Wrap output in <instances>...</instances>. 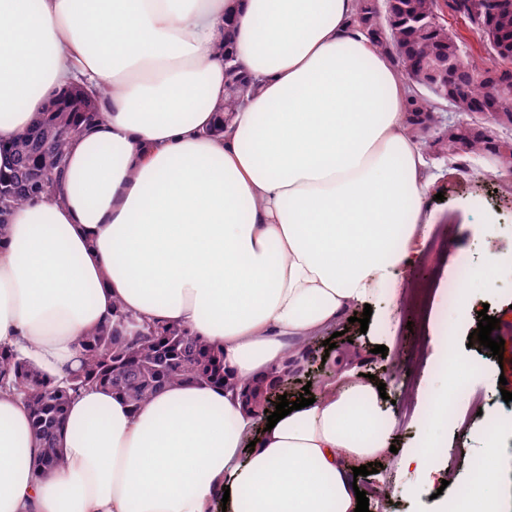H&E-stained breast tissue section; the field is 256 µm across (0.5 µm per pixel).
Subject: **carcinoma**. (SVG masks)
<instances>
[{
  "label": "carcinoma",
  "mask_w": 512,
  "mask_h": 512,
  "mask_svg": "<svg viewBox=\"0 0 512 512\" xmlns=\"http://www.w3.org/2000/svg\"><path fill=\"white\" fill-rule=\"evenodd\" d=\"M458 11L476 35L490 33L494 40L486 43L487 56L471 55L450 66L457 37L442 23L440 0H356L355 20L367 27L376 47L392 52L396 69L411 90L408 133L423 149L432 143L420 138V127L444 102L436 94L431 100L426 97L437 77L455 93L456 111L512 118V70L502 71L495 85L480 78V72L497 61L512 62V0H499L497 10L488 15L471 0H459ZM224 62L228 75L224 111L233 112L255 86L244 85L235 57L227 49ZM103 95L102 88H76L69 101L13 143L14 168L0 175V236L7 232L13 210L40 195L60 194L66 148L83 132L82 122L98 112ZM442 142L454 152L500 153L485 131L470 125L448 130ZM129 316L131 312L122 305H113L100 324L78 338L79 366L62 378L50 376L18 351L0 350V389L14 393L28 407L30 433L42 449L43 474L63 468L60 441L66 409L74 396L89 387L109 389L135 410L163 389L183 383L224 388L223 354L213 343L160 320H141L146 336L138 338L124 327Z\"/></svg>",
  "instance_id": "1"
}]
</instances>
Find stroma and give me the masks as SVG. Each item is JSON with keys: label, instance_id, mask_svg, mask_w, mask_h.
<instances>
[{"label": "stroma", "instance_id": "stroma-1", "mask_svg": "<svg viewBox=\"0 0 512 512\" xmlns=\"http://www.w3.org/2000/svg\"><path fill=\"white\" fill-rule=\"evenodd\" d=\"M465 122L485 128L494 143H512V124L488 122L481 117L469 120L448 107L435 113L424 133L434 143L427 157L435 176L424 209L435 222L419 225V252L412 265L394 273L392 292L370 298L372 315L368 326L363 328L358 323L363 313L359 307L353 311V320L344 319L338 325L337 350H355L356 368L374 375L390 398L385 406L387 439L394 450L383 457L378 473L357 479L369 500V512H451L460 499L472 494L476 485L470 460L482 455L487 444L485 414L502 407L503 391L512 392V250L506 247L512 239V185L507 187L502 180L491 178L488 167L496 163V155H452L447 147L437 144V137L449 126ZM435 229L451 231L456 238L454 252L431 249L430 234ZM491 253L501 259L494 289H477L466 319L457 318L444 304L449 279L454 277L460 260H468L476 268ZM409 280L433 284L429 317H422L405 298L403 286ZM483 310L499 321L495 333L505 341L502 357L493 356L483 345L468 342ZM446 332L452 334L454 349L462 358L483 365L482 373L466 382L467 392L457 404L470 421L464 429L447 420L431 422L443 448L441 465L428 472L405 469L399 462L420 448V419L431 395L446 382L447 373L437 367L432 343L435 336ZM378 345L386 346V355L375 354ZM324 356L322 338L307 344L303 362L285 386L289 397H297L305 385L324 382L329 370ZM476 400L483 402L484 415L471 414Z\"/></svg>", "mask_w": 512, "mask_h": 512}]
</instances>
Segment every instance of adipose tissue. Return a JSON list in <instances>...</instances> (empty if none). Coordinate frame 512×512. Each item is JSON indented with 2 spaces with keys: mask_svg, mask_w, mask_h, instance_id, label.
Masks as SVG:
<instances>
[{
  "mask_svg": "<svg viewBox=\"0 0 512 512\" xmlns=\"http://www.w3.org/2000/svg\"><path fill=\"white\" fill-rule=\"evenodd\" d=\"M228 39L257 81L229 116ZM101 85L60 198L15 209L0 237V348L63 377L119 303L262 385L411 263L427 161L355 0H0V173L63 91ZM351 358L272 428L219 388L136 410L86 389L64 468L41 478L29 410L0 391V512H354L353 463L387 448Z\"/></svg>",
  "mask_w": 512,
  "mask_h": 512,
  "instance_id": "obj_1",
  "label": "adipose tissue"
}]
</instances>
